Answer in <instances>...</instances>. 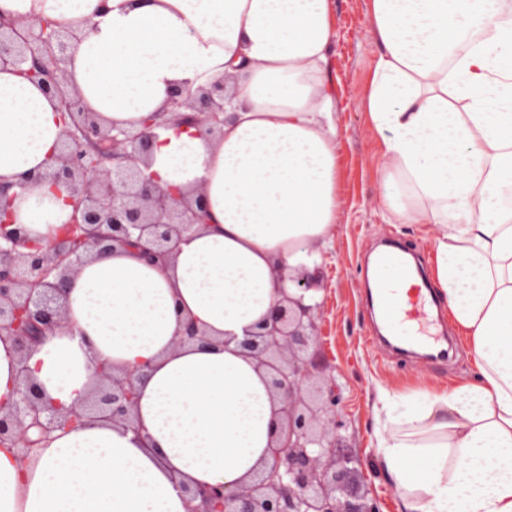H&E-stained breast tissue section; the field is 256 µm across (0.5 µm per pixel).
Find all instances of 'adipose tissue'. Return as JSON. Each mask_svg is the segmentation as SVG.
<instances>
[{
  "mask_svg": "<svg viewBox=\"0 0 512 512\" xmlns=\"http://www.w3.org/2000/svg\"><path fill=\"white\" fill-rule=\"evenodd\" d=\"M334 0H0V20L74 33L63 82L107 124L159 116L149 162L199 191L207 219L166 268L135 251L69 277L64 320L26 354L0 335V405L22 381L58 413L93 390L97 363L142 370L130 425L88 418L28 456L0 446V512H192L185 486L236 489L271 461L281 403L239 347L288 277L312 271L339 207L327 79ZM379 47L364 109L392 224L435 229L437 281L472 342L474 374L404 413L381 391L374 446L406 512H512V0H369ZM235 75L222 135L178 121ZM60 104L0 69V183L46 170ZM70 192L41 185L11 212L47 242ZM212 346L178 345L186 320Z\"/></svg>",
  "mask_w": 512,
  "mask_h": 512,
  "instance_id": "adipose-tissue-1",
  "label": "adipose tissue"
}]
</instances>
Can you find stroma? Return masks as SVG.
Masks as SVG:
<instances>
[{
	"label": "stroma",
	"mask_w": 512,
	"mask_h": 512,
	"mask_svg": "<svg viewBox=\"0 0 512 512\" xmlns=\"http://www.w3.org/2000/svg\"><path fill=\"white\" fill-rule=\"evenodd\" d=\"M337 37L328 79L336 98L339 131L340 208L333 236L316 270L324 299L318 322L322 355L342 386L347 444L363 461L360 481L379 501L381 512H404L372 447L373 408L379 389L399 396L446 391L466 380L473 363L469 338L448 314L434 276V231L428 224H389L380 193L382 158L363 106L378 46L371 32L369 0H335ZM397 244L415 258L436 300L434 326L448 337L447 360L401 359L380 344L367 271L375 253Z\"/></svg>",
	"instance_id": "35a3bbf8"
}]
</instances>
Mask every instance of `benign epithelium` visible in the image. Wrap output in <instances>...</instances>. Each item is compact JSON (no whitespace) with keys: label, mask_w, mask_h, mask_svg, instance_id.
Here are the masks:
<instances>
[{"label":"benign epithelium","mask_w":512,"mask_h":512,"mask_svg":"<svg viewBox=\"0 0 512 512\" xmlns=\"http://www.w3.org/2000/svg\"><path fill=\"white\" fill-rule=\"evenodd\" d=\"M71 36L32 19L18 29L0 24V68H12L37 81L60 99L69 123L54 163L43 173L15 184H0V334L13 336L25 353L61 321L67 272L95 252L117 247L141 253L163 267L184 233L202 223L201 197L189 199L162 187L147 172L155 134L154 120L140 129L101 127L62 81V65ZM224 82L214 83L191 100L181 90L171 92L170 104L191 114L182 119L223 131ZM45 182L65 183L76 196L72 221L64 233L46 245L33 243L23 227L10 220V190L27 191ZM296 293L283 296L240 347L265 368L269 387L282 402L272 462L253 481L234 491L221 485L186 488L200 498L198 512H380L376 499L361 490L357 459L344 447L346 422L341 389L319 375L317 324L321 303H305L313 290L310 274L292 278ZM179 342L202 347L212 340L193 323L184 326ZM100 377L95 398L60 417L43 403L36 387L26 383L7 410L0 409V443L27 452L62 422L79 423L90 413L125 420L136 400L138 377L112 375L96 365Z\"/></svg>","instance_id":"7a95c632"}]
</instances>
